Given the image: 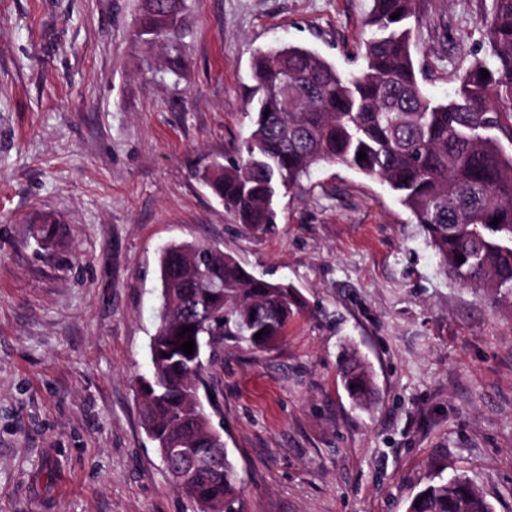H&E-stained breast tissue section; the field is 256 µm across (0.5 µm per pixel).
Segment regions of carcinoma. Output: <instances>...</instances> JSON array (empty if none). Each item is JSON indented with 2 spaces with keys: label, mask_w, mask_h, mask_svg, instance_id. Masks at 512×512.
<instances>
[{
  "label": "carcinoma",
  "mask_w": 512,
  "mask_h": 512,
  "mask_svg": "<svg viewBox=\"0 0 512 512\" xmlns=\"http://www.w3.org/2000/svg\"><path fill=\"white\" fill-rule=\"evenodd\" d=\"M415 0H373L365 20L362 66L343 74L317 52L297 45L259 50L252 61L257 96L253 129L222 169L202 178L239 223L261 231L277 224L275 197L320 162L355 169L388 185L408 209L450 274L461 285L490 289L512 301V0H493L482 22L485 54L459 78L450 97L427 96L406 27ZM184 0H143L136 36L166 45L171 70L182 65ZM399 14L396 19L393 14ZM488 72L482 78L480 70ZM366 158L358 160L359 152ZM500 218L493 225L494 218ZM464 261H457V257ZM162 297L174 300L151 339L154 389L140 415L156 446L187 449L203 463L222 455L192 409L191 383L201 381L202 348L236 336L263 351L284 335L300 309L289 284L250 274L207 243H174L160 257ZM194 330L183 336L182 328ZM263 332L262 338L254 336ZM195 343L188 356L179 346ZM342 382L355 404L375 394L355 350L346 353ZM197 503L233 512L235 469L170 471ZM407 512H493L471 481L456 475L432 482Z\"/></svg>",
  "instance_id": "cac0c4a2"
}]
</instances>
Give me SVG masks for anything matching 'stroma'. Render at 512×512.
<instances>
[{"instance_id":"obj_1","label":"stroma","mask_w":512,"mask_h":512,"mask_svg":"<svg viewBox=\"0 0 512 512\" xmlns=\"http://www.w3.org/2000/svg\"><path fill=\"white\" fill-rule=\"evenodd\" d=\"M373 0H186L183 65L135 41L142 0H0V512H195L139 416L162 249L202 242L293 285L269 350L225 337L199 390L240 512H406L466 475L512 512V309L453 281L381 180L313 167L246 229L199 177L251 131L254 52L360 68ZM493 0H417L423 91L484 55ZM370 367L373 403L339 375ZM341 373L343 385L355 404L362 406L373 398L375 394L373 377L354 349L346 353ZM351 385H355V388L351 389Z\"/></svg>"}]
</instances>
